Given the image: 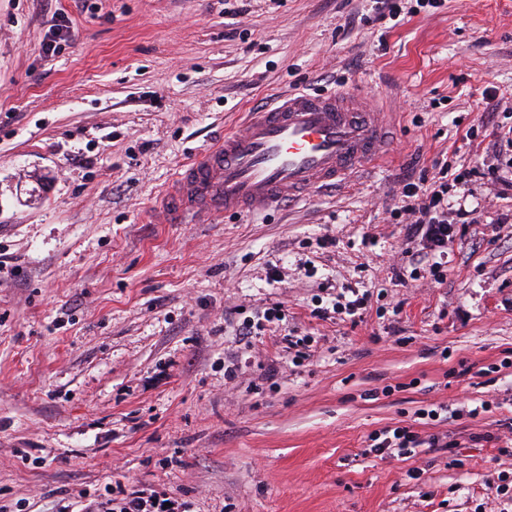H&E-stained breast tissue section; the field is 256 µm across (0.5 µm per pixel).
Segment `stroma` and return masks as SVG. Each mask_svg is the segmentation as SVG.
<instances>
[{"instance_id":"1","label":"stroma","mask_w":512,"mask_h":512,"mask_svg":"<svg viewBox=\"0 0 512 512\" xmlns=\"http://www.w3.org/2000/svg\"><path fill=\"white\" fill-rule=\"evenodd\" d=\"M90 2L0 0V512H84L116 483L193 512H492L512 474V198L474 185L437 278L393 211L435 161L495 165L512 0H402L384 21L374 0ZM348 88L395 115L380 162L257 215L153 222L253 107ZM345 287L370 293L361 321L314 316ZM276 303L228 379L233 323ZM289 334L313 339L302 366ZM388 426L445 445L369 453Z\"/></svg>"}]
</instances>
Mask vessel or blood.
<instances>
[{
    "instance_id": "1",
    "label": "vessel or blood",
    "mask_w": 512,
    "mask_h": 512,
    "mask_svg": "<svg viewBox=\"0 0 512 512\" xmlns=\"http://www.w3.org/2000/svg\"><path fill=\"white\" fill-rule=\"evenodd\" d=\"M393 139L387 113L364 91L288 93L253 112L243 129L198 150L164 193L160 224H207L213 216L268 210L344 182L381 160Z\"/></svg>"
}]
</instances>
